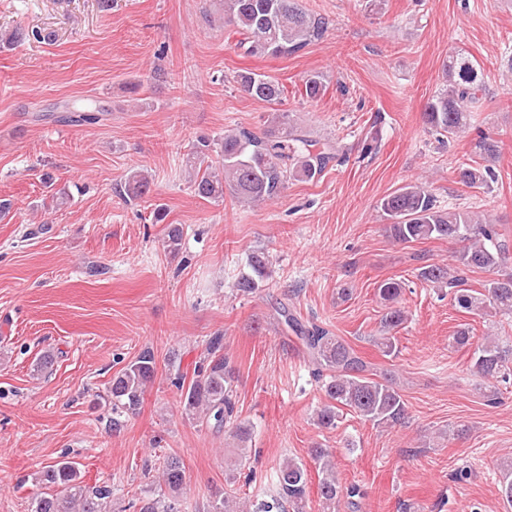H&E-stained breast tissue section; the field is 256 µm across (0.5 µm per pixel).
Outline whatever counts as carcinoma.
Listing matches in <instances>:
<instances>
[{"label": "carcinoma", "instance_id": "cac0c4a2", "mask_svg": "<svg viewBox=\"0 0 512 512\" xmlns=\"http://www.w3.org/2000/svg\"><path fill=\"white\" fill-rule=\"evenodd\" d=\"M224 21L236 29L240 38L235 47L249 56L295 54L319 39L326 30L325 19L316 17L299 5V0H222ZM445 85L430 99L423 112L425 124L437 134L453 138L476 130L475 149L484 163H463L458 168L459 182L481 189L496 180L490 162L498 154L494 132L474 128L471 109L486 92L485 73L477 60L465 52H456L443 64ZM237 83L251 98L267 103L266 130L261 137L240 128L227 130L224 138H197L186 157V164L196 167L192 181L195 195L218 202L228 193L240 203L256 205L276 198L291 178L311 181L320 176L330 162L341 160L337 142H321L291 123L290 114L278 108L285 87L275 78L244 71ZM327 85L319 74L304 84V95L317 99ZM221 157L217 167L199 168L211 153ZM150 190L148 176L132 173L124 192L132 198ZM380 209L393 220L387 232L396 242L406 244L423 240H452L459 245L455 274L446 264L421 267L417 278L448 289L455 306L476 315L492 311L512 315V275H505L476 292L467 287L468 271L500 270L512 261V254L502 240L497 225L479 213L437 204L429 186L408 183L381 199ZM249 272L241 275L235 290L243 296L264 287L270 276L271 260L267 252L257 249L247 256ZM402 282L387 279L378 285V294L393 303L402 293ZM282 323L300 341L308 361L314 366L313 376L321 382L326 402L316 413L317 425L334 429L340 411L346 408L360 419L376 427H393L404 422L407 409L395 375L386 371L371 377L366 362L342 338L314 321H300L288 307L280 309ZM407 317L397 307L389 308L382 320L386 335L377 345L385 357L396 356L398 330ZM473 372L477 376L504 383L512 378V358L500 347L499 340L487 336L474 351ZM156 374L154 352L145 348L112 381V429L121 426V417L139 409L145 391ZM235 372L224 354V334L207 340L206 355L193 370L191 380L181 371L174 374V384L181 390L186 415L216 431H229L239 442L251 436V425L240 419L233 398ZM310 456L319 477L318 495L325 512H336L342 497H355L358 488L341 485L332 461L333 454L317 446ZM161 479L168 495L144 501L140 512H181L180 495L185 484V469L176 456L169 455L161 465ZM41 484L56 487L55 494H40L33 499L34 512H108L112 486L89 487L73 461H59L42 470ZM308 469L294 458L286 457L277 471V491L268 500L255 505L236 501L218 490L214 493V512H305L308 494Z\"/></svg>", "mask_w": 512, "mask_h": 512}]
</instances>
